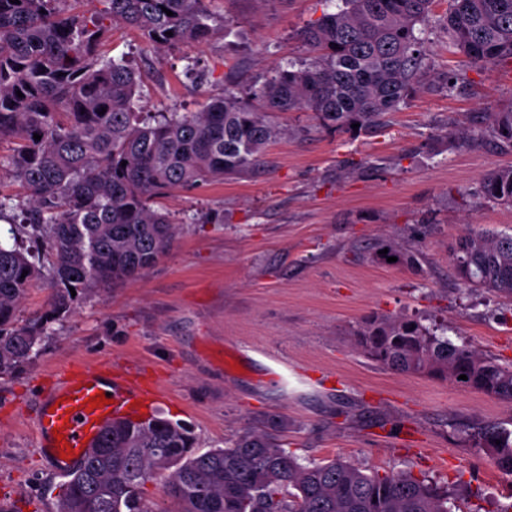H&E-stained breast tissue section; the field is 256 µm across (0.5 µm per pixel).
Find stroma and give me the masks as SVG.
<instances>
[{"instance_id": "1", "label": "stroma", "mask_w": 512, "mask_h": 512, "mask_svg": "<svg viewBox=\"0 0 512 512\" xmlns=\"http://www.w3.org/2000/svg\"><path fill=\"white\" fill-rule=\"evenodd\" d=\"M447 8L436 0L423 33L427 76L384 131L274 114L279 135L259 168L163 194L158 206L179 223L171 249L144 276L87 293L37 355L0 374V512H56L66 477L40 456L33 421L44 385L73 363L142 370L163 394L151 414L192 425L203 450L277 415L297 456L462 481V512L512 503V478L458 431H512V402L383 369L351 336L372 314L417 315L447 325L454 344L512 362V301L464 289L448 259L465 229L512 233V207L480 195L484 173L512 165L483 126L512 104V61L475 67L449 50L437 22ZM210 9L219 32L190 50L151 48L111 26L99 51L131 59L141 111L196 112L276 65L310 59L298 34L336 4L212 0ZM187 55L203 63V83L185 77ZM449 72L461 77L451 92L440 80ZM454 130L466 141L449 142ZM380 239L420 252V269L371 259ZM229 349L248 360L232 375L220 359Z\"/></svg>"}]
</instances>
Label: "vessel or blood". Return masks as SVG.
I'll return each instance as SVG.
<instances>
[{"label": "vessel or blood", "mask_w": 512, "mask_h": 512, "mask_svg": "<svg viewBox=\"0 0 512 512\" xmlns=\"http://www.w3.org/2000/svg\"><path fill=\"white\" fill-rule=\"evenodd\" d=\"M100 392L110 395L111 404L89 406V399ZM151 397L138 382L109 378L106 368H81L46 391L35 417L37 446L55 460L59 472H70L113 422L135 419ZM58 433L64 434L71 455L60 456L54 439Z\"/></svg>", "instance_id": "obj_1"}]
</instances>
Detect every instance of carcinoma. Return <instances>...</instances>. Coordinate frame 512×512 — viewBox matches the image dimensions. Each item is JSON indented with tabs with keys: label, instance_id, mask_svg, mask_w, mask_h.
<instances>
[{
	"label": "carcinoma",
	"instance_id": "cac0c4a2",
	"mask_svg": "<svg viewBox=\"0 0 512 512\" xmlns=\"http://www.w3.org/2000/svg\"><path fill=\"white\" fill-rule=\"evenodd\" d=\"M66 2L0 0V139L16 142L0 168L28 198L15 205L0 192V213L20 210L21 223L45 239L54 284L45 309L19 319L37 265L19 245L0 244L1 374L27 363L80 296L154 267L177 235L155 199L250 172L278 134L270 114L310 112L343 133L355 123L360 132L383 129L422 76L420 33L434 0H341L300 33L310 62L275 67L242 92L208 98L199 112L153 115L135 111L140 83L128 60L98 53L107 22L150 46H198L218 31L209 0H99L103 8L89 14L67 12ZM442 25L448 48L473 66L512 60V0H448ZM485 134L512 153V108L495 113ZM481 195L512 206V166L487 173ZM385 248L379 259L420 266L419 254ZM450 261L462 286L512 300V233L470 229ZM445 331L416 317L373 315L354 331V347L382 368L512 401V363L456 345ZM461 433L512 476V432L487 423ZM153 477L164 480V507L146 495ZM458 498L457 486L410 472L368 473L341 457L303 464L266 429H244L203 452L187 425L149 418L117 421L102 434L68 475L56 512H455Z\"/></svg>",
	"mask_w": 512,
	"mask_h": 512
}]
</instances>
